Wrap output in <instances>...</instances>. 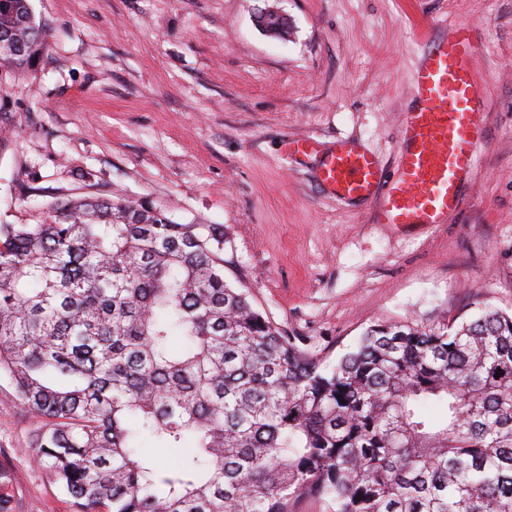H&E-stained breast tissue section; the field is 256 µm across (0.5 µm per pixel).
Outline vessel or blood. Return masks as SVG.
Listing matches in <instances>:
<instances>
[{
	"instance_id": "1",
	"label": "vessel or blood",
	"mask_w": 512,
	"mask_h": 512,
	"mask_svg": "<svg viewBox=\"0 0 512 512\" xmlns=\"http://www.w3.org/2000/svg\"><path fill=\"white\" fill-rule=\"evenodd\" d=\"M418 35L423 47L411 72L412 100L398 126L397 178L388 192L380 190L378 157L356 144L327 151L317 172L338 201H376V223L399 228L444 223L485 136L472 27L428 24Z\"/></svg>"
}]
</instances>
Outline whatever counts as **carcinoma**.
Masks as SVG:
<instances>
[{
  "label": "carcinoma",
  "mask_w": 512,
  "mask_h": 512,
  "mask_svg": "<svg viewBox=\"0 0 512 512\" xmlns=\"http://www.w3.org/2000/svg\"><path fill=\"white\" fill-rule=\"evenodd\" d=\"M4 35L6 73L36 69L31 0H0ZM1 376L74 512H512V311L374 324L330 361L226 280L223 230L149 202L0 221Z\"/></svg>",
  "instance_id": "cac0c4a2"
}]
</instances>
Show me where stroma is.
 <instances>
[{"mask_svg":"<svg viewBox=\"0 0 512 512\" xmlns=\"http://www.w3.org/2000/svg\"><path fill=\"white\" fill-rule=\"evenodd\" d=\"M276 5L285 42L254 26L256 0H33L52 38L34 72L0 77V220L34 224L56 198L93 194L223 225L226 278L332 359L374 323L512 310V0ZM426 19L478 32L485 139L445 223L398 230L315 174L340 141L393 173ZM307 135L320 153L284 154ZM0 467L16 512H74L3 376Z\"/></svg>","mask_w":512,"mask_h":512,"instance_id":"stroma-1","label":"stroma"}]
</instances>
